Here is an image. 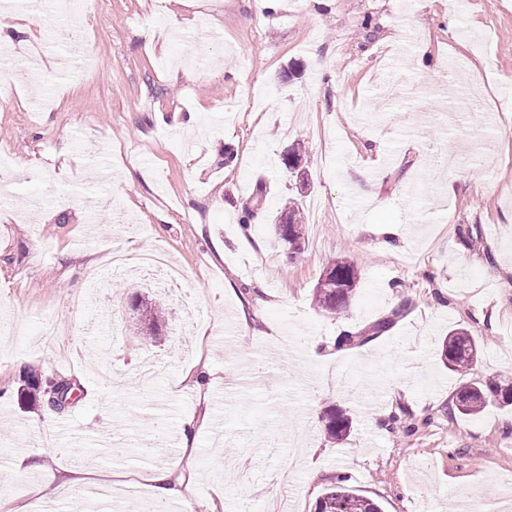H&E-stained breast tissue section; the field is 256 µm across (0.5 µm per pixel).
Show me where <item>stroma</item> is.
I'll use <instances>...</instances> for the list:
<instances>
[{
    "label": "stroma",
    "mask_w": 512,
    "mask_h": 512,
    "mask_svg": "<svg viewBox=\"0 0 512 512\" xmlns=\"http://www.w3.org/2000/svg\"><path fill=\"white\" fill-rule=\"evenodd\" d=\"M77 24L88 38L68 67L62 24L45 16L13 47L42 61L39 86L0 81V150L16 166L0 194V512L42 480L11 473L19 454L126 485L111 499L86 483L95 512H179L140 478L144 465L176 466L179 451L143 462L138 442L156 419L181 441L183 419L202 413L193 512H280L286 499L314 512L339 471L383 512L498 502L512 408L453 406L464 379L512 382V0H413L401 14L394 0H99ZM424 53L446 68L465 58L464 79L494 65L486 111L464 110L463 79L429 84L415 64ZM296 143L312 175L300 203L321 208L292 260L273 215L293 195L282 158ZM131 165L141 175L129 184ZM387 225L399 249L384 248ZM147 243L183 278L144 346L103 326L127 320L133 276L86 273L107 248ZM338 260L358 282L347 310L327 315L311 295ZM98 292L107 309L75 308ZM403 303L380 336L337 349L341 332ZM252 313L260 324L241 330ZM455 325L489 340L464 377L440 357ZM205 365L202 389L184 382ZM30 371L73 387L53 451L38 424L48 404L21 394ZM329 406L354 418L337 443L324 434ZM402 407L413 435L390 422ZM104 424L118 444L103 455Z\"/></svg>",
    "instance_id": "stroma-1"
}]
</instances>
